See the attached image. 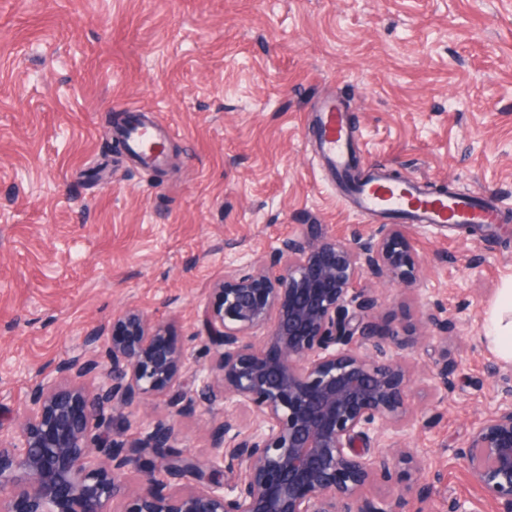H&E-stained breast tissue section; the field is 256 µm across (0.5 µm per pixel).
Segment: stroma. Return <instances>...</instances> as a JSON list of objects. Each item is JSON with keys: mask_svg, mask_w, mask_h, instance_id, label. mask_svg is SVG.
Listing matches in <instances>:
<instances>
[{"mask_svg": "<svg viewBox=\"0 0 512 512\" xmlns=\"http://www.w3.org/2000/svg\"><path fill=\"white\" fill-rule=\"evenodd\" d=\"M346 110L362 166L495 197L512 225V0H0V427L32 386L95 351L128 307L192 338L229 268L270 257L304 225L368 236L314 148L310 105ZM168 133L161 169L116 147L129 110ZM427 271L414 291L378 283L380 321L444 310L453 332L405 344L417 369L447 358L453 393L415 397L406 436L431 498L403 512H494L455 450L512 368L485 337L512 283V234L405 224ZM163 401L112 413L130 441ZM223 417L175 418L178 445L209 448Z\"/></svg>", "mask_w": 512, "mask_h": 512, "instance_id": "1", "label": "stroma"}]
</instances>
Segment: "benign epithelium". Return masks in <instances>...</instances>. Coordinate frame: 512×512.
<instances>
[{
	"mask_svg": "<svg viewBox=\"0 0 512 512\" xmlns=\"http://www.w3.org/2000/svg\"><path fill=\"white\" fill-rule=\"evenodd\" d=\"M423 260L398 224L348 240L318 225L288 236L263 263L224 276L194 340L212 356L189 361L168 323L121 312L112 338L88 333L93 359L71 358L31 390L20 427H0V512H402L405 437L420 421L416 383L452 391L443 358L422 375L400 352L399 331L379 323V297L365 280L412 287ZM424 323L446 333L442 312ZM165 402L172 417L196 402L224 415L208 452L175 446L172 422L141 424L127 443L109 435L112 411ZM459 454L471 483L498 512H512V374L501 398ZM164 471L167 481L157 478ZM140 474L127 491L125 476Z\"/></svg>",
	"mask_w": 512,
	"mask_h": 512,
	"instance_id": "obj_1",
	"label": "benign epithelium"
}]
</instances>
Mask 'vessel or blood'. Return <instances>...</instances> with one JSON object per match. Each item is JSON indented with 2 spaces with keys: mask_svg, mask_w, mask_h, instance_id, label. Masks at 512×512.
Wrapping results in <instances>:
<instances>
[{
  "mask_svg": "<svg viewBox=\"0 0 512 512\" xmlns=\"http://www.w3.org/2000/svg\"><path fill=\"white\" fill-rule=\"evenodd\" d=\"M312 110L319 153L362 215L405 216L413 223L431 227L474 224L486 231L503 223L506 208L501 203L459 192L437 194L424 181H397L376 166L362 172L358 180H349L356 147L341 101L328 96ZM126 145L131 156L161 164L162 134L158 130L130 126Z\"/></svg>",
  "mask_w": 512,
  "mask_h": 512,
  "instance_id": "b4317fda",
  "label": "vessel or blood"
}]
</instances>
